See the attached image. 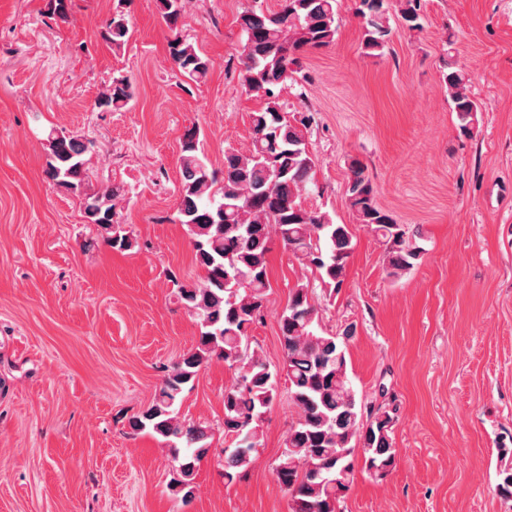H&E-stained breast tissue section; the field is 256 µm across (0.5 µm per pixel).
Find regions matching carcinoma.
I'll list each match as a JSON object with an SVG mask.
<instances>
[{
  "label": "carcinoma",
  "instance_id": "obj_1",
  "mask_svg": "<svg viewBox=\"0 0 512 512\" xmlns=\"http://www.w3.org/2000/svg\"><path fill=\"white\" fill-rule=\"evenodd\" d=\"M338 0H281L280 8L264 12L248 8L238 21L244 34L239 73L245 92L262 102L249 115L251 148L245 154L224 152V169H208L200 158L199 130L181 137L182 182L177 213L191 236L201 281L183 283L169 278L178 299L199 325L198 343L165 369L152 403L129 421L135 433L147 432L171 448L175 476L172 490L187 500L200 461L211 448L210 428L182 418L177 408L184 389L202 366L212 359L233 371V384L224 392V435L233 447L224 449V480L244 478L261 445L262 423L277 396V377L284 375L291 402L299 410L290 428L275 474L290 498V512H339L357 466L378 476L395 465L394 416L386 406L358 400L349 374L346 342L354 326L339 334L318 329V310L309 284L297 283L289 291L280 317L282 364L273 369L248 342L249 330L265 307L268 254L279 240L303 265L319 272L336 292L343 287L347 261L354 244L350 228L336 224L326 212L309 209L301 192L313 183L316 167L307 149L306 132L312 116L288 118L281 100L293 79L298 53L320 49L336 40ZM362 45L369 56H379L391 35L388 0H360ZM163 22L172 34L169 55L189 81L203 82L210 61L179 32L183 0H158ZM403 24L422 29L421 0H403ZM131 34L127 14L117 8L105 24L104 38L113 47ZM452 111L460 129L470 132L481 111L469 88L466 72L453 63L444 74ZM133 98L128 78L112 77L97 105L104 111L124 108ZM92 144L76 132H49L46 143V178L80 200L85 223L98 227L114 250H128L132 238L124 225L114 222L118 190L88 192L85 155ZM346 204L356 220L384 246V264L391 277L413 269L422 248L418 233L399 224L379 207L375 186L363 164L353 159ZM363 455L357 456L356 448ZM498 494L512 499V448L498 452Z\"/></svg>",
  "mask_w": 512,
  "mask_h": 512
}]
</instances>
